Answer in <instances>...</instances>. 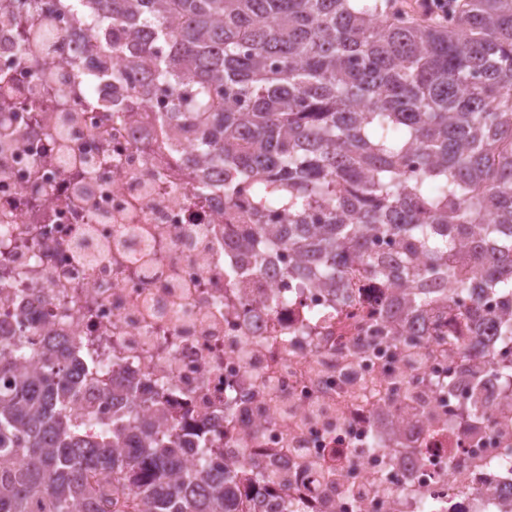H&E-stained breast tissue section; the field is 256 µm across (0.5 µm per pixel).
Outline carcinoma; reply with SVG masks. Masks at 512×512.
I'll return each mask as SVG.
<instances>
[{
	"label": "carcinoma",
	"mask_w": 512,
	"mask_h": 512,
	"mask_svg": "<svg viewBox=\"0 0 512 512\" xmlns=\"http://www.w3.org/2000/svg\"><path fill=\"white\" fill-rule=\"evenodd\" d=\"M91 2L95 40L135 16L157 31L132 32L131 70L184 81L175 117L224 167V207L243 187L252 197L240 246L270 238L262 220L280 213L277 241L303 259L289 273L334 282L354 257L385 275L372 239L400 236L408 279L470 268L502 299L512 343V0H448L452 24L409 0ZM466 290L456 281L448 304ZM74 377L66 351L0 335V512H247L239 477L207 466L211 446L188 469L176 427L157 426L160 406L133 391L129 420L85 435L96 411Z\"/></svg>",
	"instance_id": "cac0c4a2"
}]
</instances>
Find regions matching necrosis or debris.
<instances>
[{"mask_svg": "<svg viewBox=\"0 0 512 512\" xmlns=\"http://www.w3.org/2000/svg\"><path fill=\"white\" fill-rule=\"evenodd\" d=\"M89 33L58 0H0V332L69 349L86 396L119 374L159 397L228 474L284 475L241 487L252 512H505L495 294L416 308L432 278L326 288L281 246L244 255L248 193L225 208L223 167L173 131V86L101 64Z\"/></svg>", "mask_w": 512, "mask_h": 512, "instance_id": "4bbe7bcc", "label": "necrosis or debris"}]
</instances>
